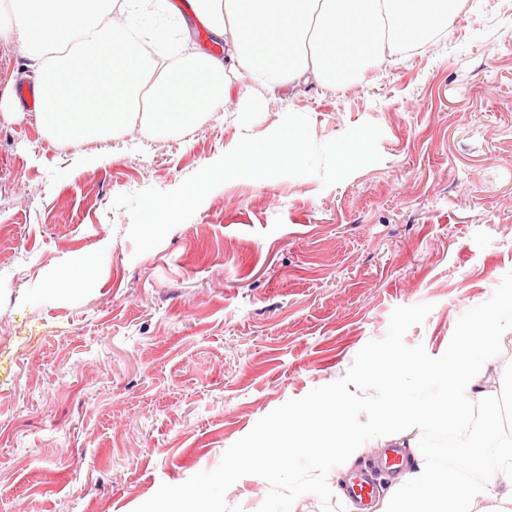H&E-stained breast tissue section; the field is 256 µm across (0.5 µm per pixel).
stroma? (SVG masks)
<instances>
[{
	"label": "stroma",
	"mask_w": 512,
	"mask_h": 512,
	"mask_svg": "<svg viewBox=\"0 0 512 512\" xmlns=\"http://www.w3.org/2000/svg\"><path fill=\"white\" fill-rule=\"evenodd\" d=\"M250 94L262 109L78 147L0 115V512H134L342 378L395 308L432 304L404 342L441 356L512 271L503 0H462L447 36L345 86ZM289 112L319 142L378 125L380 162L228 181L136 254L117 195L174 190ZM88 258L91 287L55 290Z\"/></svg>",
	"instance_id": "obj_1"
}]
</instances>
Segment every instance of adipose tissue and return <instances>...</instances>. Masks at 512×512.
Here are the masks:
<instances>
[{
    "instance_id": "ef3b65f1",
    "label": "adipose tissue",
    "mask_w": 512,
    "mask_h": 512,
    "mask_svg": "<svg viewBox=\"0 0 512 512\" xmlns=\"http://www.w3.org/2000/svg\"><path fill=\"white\" fill-rule=\"evenodd\" d=\"M192 17L224 41L217 58L189 55L156 70L146 47L168 48L174 34L165 0H0V39L32 61L37 120L57 143L81 145L138 126L150 133L184 129L195 119L236 107L258 108L249 93L232 101L241 78L275 91L315 79L344 85L386 53L444 36L459 0H189ZM209 94H200L198 80ZM512 331V295H502L461 328L455 347L437 362L399 356L375 363L372 380L392 398L379 409L386 423L402 419L447 426L464 415L488 356ZM490 423L476 447H496L482 481L445 467L404 473L380 512H512V439L496 418V392L484 394Z\"/></svg>"
}]
</instances>
